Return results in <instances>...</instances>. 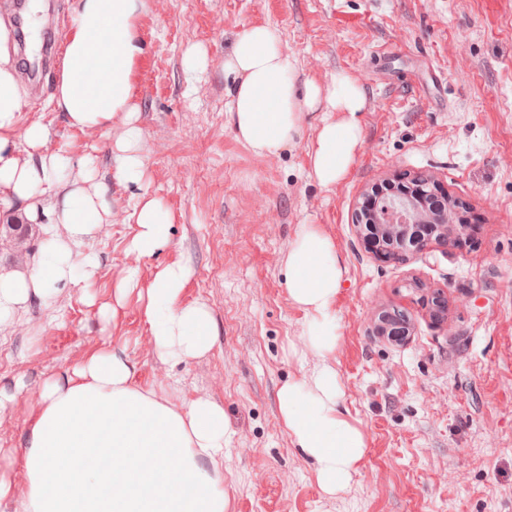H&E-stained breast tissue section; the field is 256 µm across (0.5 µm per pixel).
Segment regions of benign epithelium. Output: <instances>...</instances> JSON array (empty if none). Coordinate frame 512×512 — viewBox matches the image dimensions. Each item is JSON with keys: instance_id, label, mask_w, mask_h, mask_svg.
<instances>
[{"instance_id": "obj_1", "label": "benign epithelium", "mask_w": 512, "mask_h": 512, "mask_svg": "<svg viewBox=\"0 0 512 512\" xmlns=\"http://www.w3.org/2000/svg\"><path fill=\"white\" fill-rule=\"evenodd\" d=\"M467 205L446 192L429 174L393 173L363 191L353 204V226L366 247L384 263H407L436 249L458 247L470 238ZM448 298L431 294L430 315L442 321ZM380 336L400 341L409 335V318L398 311H380L374 318Z\"/></svg>"}]
</instances>
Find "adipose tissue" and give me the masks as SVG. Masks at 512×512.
<instances>
[{"mask_svg": "<svg viewBox=\"0 0 512 512\" xmlns=\"http://www.w3.org/2000/svg\"><path fill=\"white\" fill-rule=\"evenodd\" d=\"M143 0H74L53 101L69 127L116 131V177L141 184L143 130L132 83L145 53L135 21ZM0 20V223L36 224L38 249L25 269L0 270V324L31 298L51 303L58 285L98 272L88 242L112 221L109 189L91 153L51 149L50 130L26 119V91ZM238 80L230 119L236 136L258 156L289 143L308 113H338L323 122L309 150L322 186L344 178L360 146L357 114L362 89L349 78L297 88L295 61L274 28L252 25L238 33L224 62ZM137 230L127 250L149 257L169 241L170 212L143 193L130 204ZM188 271L160 270L146 290L143 315L154 351L174 365L208 353L215 324L206 303L184 302ZM344 267L329 236L300 225L288 254V297L308 317L306 343L324 357L336 347V301ZM135 363L99 350L68 370L64 383L45 384L40 408L23 442L20 481L0 479V501L14 512H229L224 450L233 439L224 409L206 397L176 407L165 385L143 387ZM337 373L318 366L280 393L283 422L293 443L312 461L328 494L344 488L366 455L363 433L340 408Z\"/></svg>", "mask_w": 512, "mask_h": 512, "instance_id": "obj_1", "label": "adipose tissue"}]
</instances>
